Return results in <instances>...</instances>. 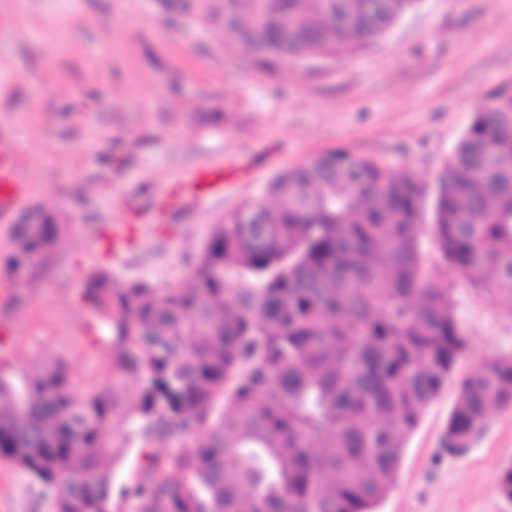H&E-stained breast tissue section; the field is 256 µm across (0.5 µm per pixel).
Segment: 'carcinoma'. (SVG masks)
<instances>
[{
	"instance_id": "cac0c4a2",
	"label": "carcinoma",
	"mask_w": 512,
	"mask_h": 512,
	"mask_svg": "<svg viewBox=\"0 0 512 512\" xmlns=\"http://www.w3.org/2000/svg\"><path fill=\"white\" fill-rule=\"evenodd\" d=\"M419 0H158L223 29L254 66L344 58ZM271 198L211 225L187 284L123 283L90 271L78 296L107 349L102 376L75 381L58 355L0 360V463L23 471L51 512H374L405 443L469 346L453 282L512 303V96L477 100L436 177L349 150L279 173ZM71 228L44 212L9 231L3 272L22 290L48 274ZM23 268L27 280L15 279ZM512 408V355L458 381L439 440L469 448ZM143 438L114 488L117 412ZM189 437L171 453L154 444ZM512 501V464L499 475Z\"/></svg>"
}]
</instances>
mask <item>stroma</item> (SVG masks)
<instances>
[{"label":"stroma","instance_id":"stroma-1","mask_svg":"<svg viewBox=\"0 0 512 512\" xmlns=\"http://www.w3.org/2000/svg\"><path fill=\"white\" fill-rule=\"evenodd\" d=\"M498 93L512 94V0H420L368 49L272 71L253 68L220 29L166 16L156 0H0V144L25 187L0 211V252L7 227L31 211L73 227L20 310L5 313L0 301V335L23 364L81 335L74 296L104 264L99 241L115 224L129 230L116 280L186 282L211 224L316 153L349 149L434 186L477 99ZM207 162L228 172L221 197L172 195L176 177ZM454 297L469 349L408 437L377 512H512L498 493L512 409L493 411L464 454L439 446L458 380L512 353V304L461 279ZM112 446L120 484L139 465L141 439L118 421ZM29 485L0 465V512H47Z\"/></svg>","mask_w":512,"mask_h":512}]
</instances>
